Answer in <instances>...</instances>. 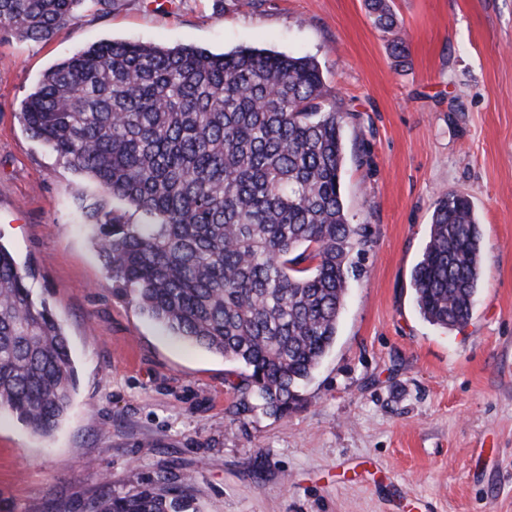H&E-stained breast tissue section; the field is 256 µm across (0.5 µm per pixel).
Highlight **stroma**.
<instances>
[{
    "label": "stroma",
    "instance_id": "1",
    "mask_svg": "<svg viewBox=\"0 0 512 512\" xmlns=\"http://www.w3.org/2000/svg\"><path fill=\"white\" fill-rule=\"evenodd\" d=\"M405 60L364 0H119L51 41L0 26V243L36 271L78 371L49 436L0 413V512H84L147 479L193 512H512V0H394ZM103 39L314 57L351 117L343 200L370 242L336 341L287 417L229 424L239 364L174 337L112 286L82 208L99 188L21 107ZM483 233L470 321L424 320L411 274L439 194Z\"/></svg>",
    "mask_w": 512,
    "mask_h": 512
}]
</instances>
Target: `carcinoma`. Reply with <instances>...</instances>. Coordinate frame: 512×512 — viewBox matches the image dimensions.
<instances>
[{"mask_svg":"<svg viewBox=\"0 0 512 512\" xmlns=\"http://www.w3.org/2000/svg\"><path fill=\"white\" fill-rule=\"evenodd\" d=\"M86 0H0V25L47 42ZM376 28L405 39L391 0H365ZM318 63L250 47L214 54L104 40L47 69L22 105L33 138L147 217L130 224L86 208L112 283L169 332L242 367L229 423L260 403L286 417L336 341L351 256L366 228L343 203L349 112L326 106ZM482 232L470 199H436L412 272L428 322L460 327L482 278ZM35 270L0 244V412L54 431L78 374ZM178 488L103 494L86 512H189Z\"/></svg>","mask_w":512,"mask_h":512,"instance_id":"1","label":"carcinoma"}]
</instances>
